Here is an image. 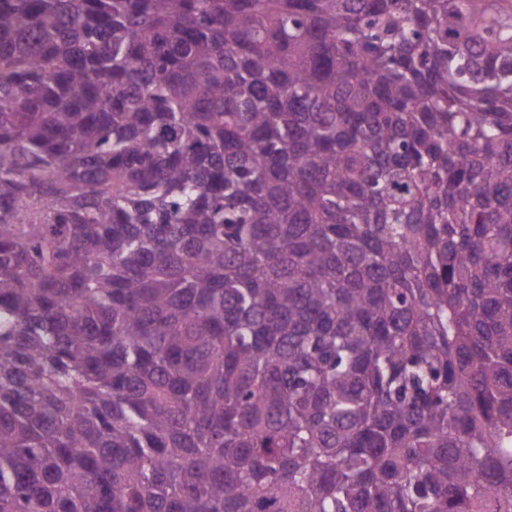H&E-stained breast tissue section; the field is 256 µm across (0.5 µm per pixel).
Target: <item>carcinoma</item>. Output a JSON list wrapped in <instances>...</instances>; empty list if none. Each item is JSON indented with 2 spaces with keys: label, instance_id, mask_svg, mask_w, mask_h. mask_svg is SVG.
<instances>
[{
  "label": "carcinoma",
  "instance_id": "carcinoma-1",
  "mask_svg": "<svg viewBox=\"0 0 512 512\" xmlns=\"http://www.w3.org/2000/svg\"><path fill=\"white\" fill-rule=\"evenodd\" d=\"M0 512H512V0H0Z\"/></svg>",
  "mask_w": 512,
  "mask_h": 512
}]
</instances>
